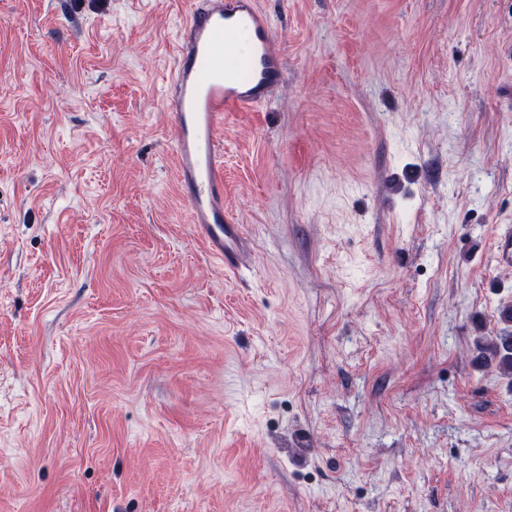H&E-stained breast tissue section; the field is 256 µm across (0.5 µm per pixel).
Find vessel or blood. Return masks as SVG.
Returning <instances> with one entry per match:
<instances>
[{
	"instance_id": "vessel-or-blood-1",
	"label": "vessel or blood",
	"mask_w": 512,
	"mask_h": 512,
	"mask_svg": "<svg viewBox=\"0 0 512 512\" xmlns=\"http://www.w3.org/2000/svg\"><path fill=\"white\" fill-rule=\"evenodd\" d=\"M283 77V56L258 0H192L178 33L166 107L190 222L230 276L240 273L251 247L224 207V121L268 103ZM493 259L512 268V228L497 236Z\"/></svg>"
}]
</instances>
